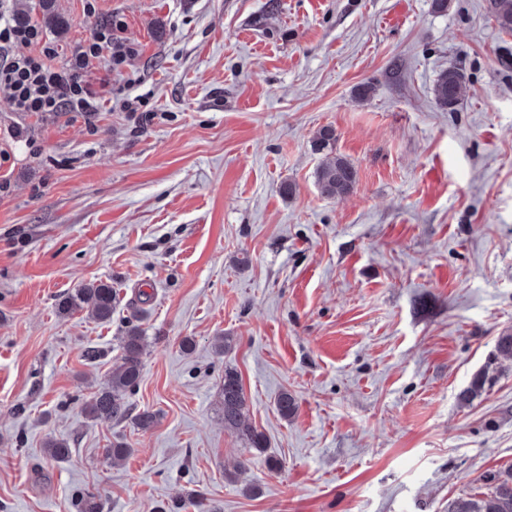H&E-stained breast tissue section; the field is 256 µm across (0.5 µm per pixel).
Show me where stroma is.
<instances>
[{
  "instance_id": "stroma-1",
  "label": "stroma",
  "mask_w": 512,
  "mask_h": 512,
  "mask_svg": "<svg viewBox=\"0 0 512 512\" xmlns=\"http://www.w3.org/2000/svg\"><path fill=\"white\" fill-rule=\"evenodd\" d=\"M431 2L98 0L137 54L99 66L91 120L12 111L0 88V512H76L83 492L104 512H447L512 468V364L459 402L512 330V33L485 0ZM55 8L67 59L94 20ZM325 126L358 171L341 199L315 184ZM97 280L111 322L59 314ZM128 320L147 431L83 411ZM228 367L265 452L224 427ZM465 82L461 68L451 67L440 72L433 86L436 105L442 110L454 111L461 101V90ZM498 360H512V332L505 330L496 338L494 352L487 364V367L476 373L470 382L460 394L459 400L463 406L473 405L476 399H479L486 391V386H492L495 377L489 376L488 367L495 364Z\"/></svg>"
}]
</instances>
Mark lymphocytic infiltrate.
<instances>
[{
  "label": "lymphocytic infiltrate",
  "instance_id": "obj_1",
  "mask_svg": "<svg viewBox=\"0 0 512 512\" xmlns=\"http://www.w3.org/2000/svg\"><path fill=\"white\" fill-rule=\"evenodd\" d=\"M19 45L29 46V53H16ZM134 53L131 43L105 25L96 27L71 59L62 60L38 25L12 22L0 12V87L8 90L15 112L50 118L61 112L98 111L101 87L93 69L104 62L123 64Z\"/></svg>",
  "mask_w": 512,
  "mask_h": 512
}]
</instances>
